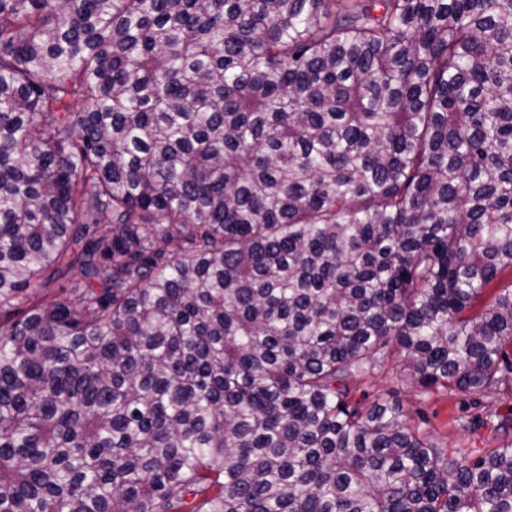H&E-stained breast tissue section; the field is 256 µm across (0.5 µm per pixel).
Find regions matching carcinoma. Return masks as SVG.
I'll return each mask as SVG.
<instances>
[{
  "label": "carcinoma",
  "mask_w": 512,
  "mask_h": 512,
  "mask_svg": "<svg viewBox=\"0 0 512 512\" xmlns=\"http://www.w3.org/2000/svg\"><path fill=\"white\" fill-rule=\"evenodd\" d=\"M506 270L512 0H0V512H512L351 402L512 382ZM76 271L70 270L64 278L55 279L42 287V293L67 297L73 304L78 302L77 293L73 292L71 286L76 282ZM64 288V291L62 290Z\"/></svg>",
  "instance_id": "carcinoma-1"
}]
</instances>
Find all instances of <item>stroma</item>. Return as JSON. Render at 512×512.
Returning a JSON list of instances; mask_svg holds the SVG:
<instances>
[{"label": "stroma", "instance_id": "35a3bbf8", "mask_svg": "<svg viewBox=\"0 0 512 512\" xmlns=\"http://www.w3.org/2000/svg\"><path fill=\"white\" fill-rule=\"evenodd\" d=\"M378 394L411 415L425 416L424 429L439 447L462 448L475 457L499 444L494 416L512 418V392L495 389L467 400L442 391L425 393L400 362L360 377L353 398L366 405Z\"/></svg>", "mask_w": 512, "mask_h": 512}]
</instances>
